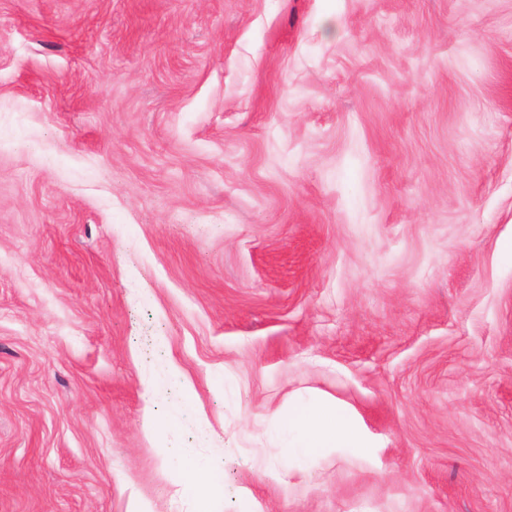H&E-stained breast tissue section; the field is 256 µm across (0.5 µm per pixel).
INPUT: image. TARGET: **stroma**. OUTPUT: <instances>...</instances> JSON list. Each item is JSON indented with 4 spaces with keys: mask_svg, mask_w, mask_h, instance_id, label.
<instances>
[{
    "mask_svg": "<svg viewBox=\"0 0 512 512\" xmlns=\"http://www.w3.org/2000/svg\"><path fill=\"white\" fill-rule=\"evenodd\" d=\"M144 503L512 512V0H0V512ZM273 431L286 442L289 457L308 460L322 448H371L357 416L341 405L300 399L274 417ZM185 475L191 486L200 488L206 493L222 490L220 473L206 461L197 460L193 466L186 470Z\"/></svg>",
    "mask_w": 512,
    "mask_h": 512,
    "instance_id": "35a3bbf8",
    "label": "stroma"
}]
</instances>
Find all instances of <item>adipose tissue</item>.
<instances>
[{
    "label": "adipose tissue",
    "mask_w": 512,
    "mask_h": 512,
    "mask_svg": "<svg viewBox=\"0 0 512 512\" xmlns=\"http://www.w3.org/2000/svg\"><path fill=\"white\" fill-rule=\"evenodd\" d=\"M289 457L308 460L324 448H367L372 444L357 416L346 407L317 399H300L274 417Z\"/></svg>",
    "instance_id": "ef3b65f1"
}]
</instances>
